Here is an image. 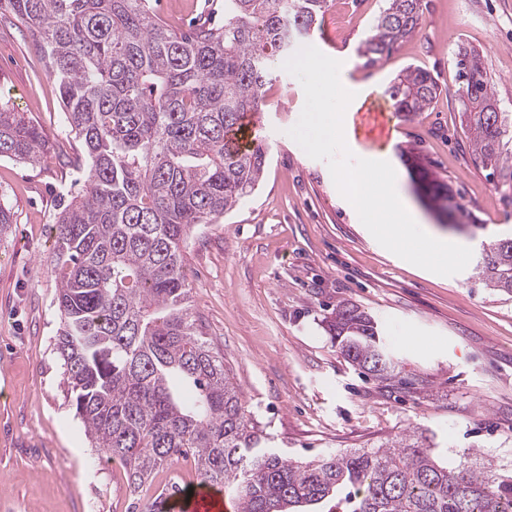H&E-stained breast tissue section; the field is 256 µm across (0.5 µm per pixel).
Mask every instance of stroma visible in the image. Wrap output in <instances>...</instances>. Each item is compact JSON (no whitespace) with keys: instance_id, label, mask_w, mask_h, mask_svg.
Listing matches in <instances>:
<instances>
[{"instance_id":"stroma-1","label":"stroma","mask_w":512,"mask_h":512,"mask_svg":"<svg viewBox=\"0 0 512 512\" xmlns=\"http://www.w3.org/2000/svg\"><path fill=\"white\" fill-rule=\"evenodd\" d=\"M169 28L199 17L220 23L224 0H150ZM384 0H330L305 37L341 61L355 97L344 121L355 156L404 149L430 160L478 231L440 223L403 190L424 221L480 253L512 234V198L477 158L462 126L460 47L481 55L502 111L512 113V0H423L418 30L375 63L359 53ZM427 70L440 94L407 118L387 94L407 67ZM0 96L49 142L36 165L0 160V200L12 222L0 234V512H143L172 472L132 491L119 462L92 448L63 382L60 319L51 273L55 218L75 177L81 143L63 113L47 61L13 16L0 18ZM389 117V133L356 123L360 104ZM305 104L300 82L276 69L254 136L268 147L260 184L184 246V273L202 332L224 358L248 410L288 456L367 448L417 428L443 465L490 463L512 471V297L485 286L474 266L454 276L419 269L383 248L337 190L326 162L288 136ZM349 304L371 314L406 373L425 388L364 374L341 354L325 319Z\"/></svg>"}]
</instances>
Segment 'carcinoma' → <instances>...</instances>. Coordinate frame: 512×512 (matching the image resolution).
<instances>
[{"instance_id":"obj_1","label":"carcinoma","mask_w":512,"mask_h":512,"mask_svg":"<svg viewBox=\"0 0 512 512\" xmlns=\"http://www.w3.org/2000/svg\"><path fill=\"white\" fill-rule=\"evenodd\" d=\"M329 0H224V25L171 31L148 0H0L36 37L81 142L84 189L55 220L64 383L92 447L119 460L136 491L161 468L193 458L199 481L240 512H512V474L452 472L418 429L373 448L298 461L268 446L195 318L182 250L255 189L265 145L244 154L230 136L258 110L284 63ZM421 0H386L363 54L390 51L422 22ZM466 85L462 124L482 165L512 190V114L501 111L478 56L457 53ZM387 93L396 111L423 112L440 94L408 69ZM39 128L0 99V159L41 162ZM430 204L455 199L431 162L403 154ZM486 285L512 297V236L483 250ZM344 356L382 382L402 375L376 319L340 306L328 324ZM172 483L145 512H173Z\"/></svg>"}]
</instances>
